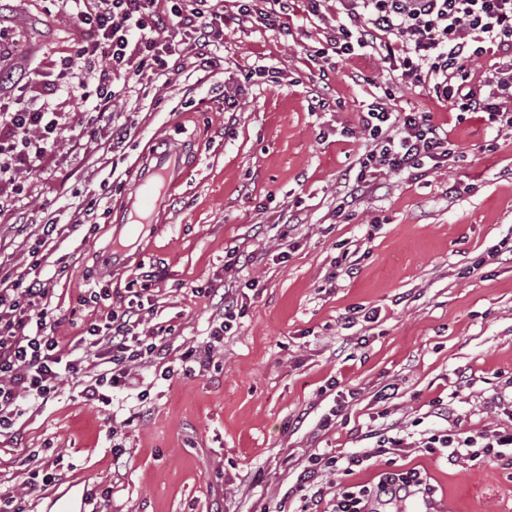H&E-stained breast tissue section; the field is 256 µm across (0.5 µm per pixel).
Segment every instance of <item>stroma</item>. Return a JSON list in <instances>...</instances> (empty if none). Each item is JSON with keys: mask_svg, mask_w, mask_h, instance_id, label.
<instances>
[{"mask_svg": "<svg viewBox=\"0 0 512 512\" xmlns=\"http://www.w3.org/2000/svg\"><path fill=\"white\" fill-rule=\"evenodd\" d=\"M212 4L224 15L223 69L170 57L147 96L118 102L135 113L119 148L86 123L106 56L92 77L75 61L86 80L54 98L67 115L57 147L0 215L1 269L24 270L35 247L45 258L62 354H80L89 325L145 283L143 333L175 328L163 340L171 376L137 364L133 384L93 400L67 376L54 399L24 401L21 433L0 434V496L21 495L33 471L60 476L29 512H260L290 492L310 453L367 447L384 420L463 432L507 422L487 399L512 392V255L497 251L512 235V131L374 62L311 56L336 25L334 0L317 16L295 0L275 28L239 22L235 0ZM0 25L12 38L0 72L27 77L19 98L57 83V60L84 37L75 11L47 0H0ZM386 91L398 111L429 113L453 154L425 176L389 174L356 192L346 174L366 142L343 131ZM159 140L190 154L153 226L131 236L125 196ZM90 198L80 231L42 238L46 216L64 227ZM118 242L126 255L105 266ZM228 288L244 313L213 367L186 373L182 354L204 347ZM391 386L395 398L379 402ZM438 398L451 400L452 420L431 416ZM395 466L427 473L447 512H512V465H449L418 448Z\"/></svg>", "mask_w": 512, "mask_h": 512, "instance_id": "obj_1", "label": "stroma"}]
</instances>
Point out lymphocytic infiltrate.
<instances>
[{
  "label": "lymphocytic infiltrate",
  "instance_id": "f902f5d3",
  "mask_svg": "<svg viewBox=\"0 0 512 512\" xmlns=\"http://www.w3.org/2000/svg\"><path fill=\"white\" fill-rule=\"evenodd\" d=\"M156 0H82L76 16L92 30L93 41H78L75 56L58 64L60 79L75 85L74 58L91 60L99 47H107L113 70L129 71L133 81H99L97 104L89 124L109 126L113 143L123 142L135 126L132 116L117 112V101L140 96L142 84L165 75V52L172 44L167 35L181 33L195 47V69L218 68L221 60L210 47L224 35V16L213 11L210 0H171L167 15H159ZM338 22L317 53L321 56H365L398 80L412 85L433 82L437 97L457 103L464 112L487 114L489 122L512 130V0H336ZM500 57L480 77L484 90L473 85L471 63L488 52ZM62 118L52 111L49 94L35 93L13 112L0 113V214L12 211L22 191L20 171L41 168L56 147L55 131ZM366 149L354 176L362 189L382 175L419 174L447 165L451 150L447 133L434 125L426 112H399L391 96L375 98L362 117ZM40 261L12 280L0 278V433L14 430L24 415L23 399L49 400L60 374L83 377L87 366L110 364L112 385L132 380L130 365L159 359L162 345L144 344L137 329L144 306L130 303L112 311L104 324L91 325L82 339L83 353L64 359L54 334L55 315L46 303L49 290L41 277ZM239 302L233 291L224 293V311L214 324L204 348H188L183 362L207 368L217 343L233 328ZM439 454L448 464L477 459H512V426L491 432L462 433L450 428L421 432L418 442L397 424L375 434L367 448L339 456L313 453L299 473L293 496L295 510L278 512H366L369 502L381 497L421 495L435 489L418 469H394L395 457L413 447ZM378 467L375 484H348L326 498L325 470L350 476Z\"/></svg>",
  "mask_w": 512,
  "mask_h": 512
}]
</instances>
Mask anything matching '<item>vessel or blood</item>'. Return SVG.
Returning a JSON list of instances; mask_svg holds the SVG:
<instances>
[{
  "instance_id": "b4317fda",
  "label": "vessel or blood",
  "mask_w": 512,
  "mask_h": 512,
  "mask_svg": "<svg viewBox=\"0 0 512 512\" xmlns=\"http://www.w3.org/2000/svg\"><path fill=\"white\" fill-rule=\"evenodd\" d=\"M182 167V149L165 147L152 153L149 163L135 176L129 191L126 203L128 223H149L165 205L167 194L177 184Z\"/></svg>"
}]
</instances>
